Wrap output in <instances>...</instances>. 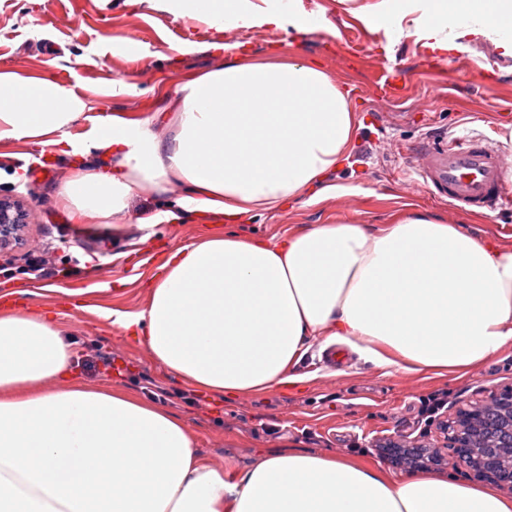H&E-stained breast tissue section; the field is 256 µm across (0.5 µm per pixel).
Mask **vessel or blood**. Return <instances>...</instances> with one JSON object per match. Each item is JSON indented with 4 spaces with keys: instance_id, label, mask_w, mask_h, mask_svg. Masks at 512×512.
<instances>
[{
    "instance_id": "1",
    "label": "vessel or blood",
    "mask_w": 512,
    "mask_h": 512,
    "mask_svg": "<svg viewBox=\"0 0 512 512\" xmlns=\"http://www.w3.org/2000/svg\"><path fill=\"white\" fill-rule=\"evenodd\" d=\"M408 163L435 195L456 208L489 211L512 205L502 155L489 142L441 140L409 156Z\"/></svg>"
}]
</instances>
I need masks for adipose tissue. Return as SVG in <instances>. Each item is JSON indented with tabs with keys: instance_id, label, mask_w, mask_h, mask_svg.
<instances>
[{
	"instance_id": "1",
	"label": "adipose tissue",
	"mask_w": 512,
	"mask_h": 512,
	"mask_svg": "<svg viewBox=\"0 0 512 512\" xmlns=\"http://www.w3.org/2000/svg\"><path fill=\"white\" fill-rule=\"evenodd\" d=\"M223 30L301 31L275 0H163ZM364 22H395L441 52L459 32L512 31V0H371ZM218 68L184 77L171 112L116 114L81 139L73 90L0 72V143L70 148L57 200L80 224H141L175 211L132 209L146 193H185L187 213L230 229L175 249L135 312L112 327L151 359L217 397L301 381L315 343L338 344L387 372L467 370L512 346V248L459 224L406 212L390 224H319L274 242L235 231L244 218L326 184L361 126L340 83L315 61L218 43ZM98 153L110 165L86 161ZM74 326L0 301V512H512V499L454 478L396 475L296 450L239 468L212 464L187 420L124 388L73 380Z\"/></svg>"
}]
</instances>
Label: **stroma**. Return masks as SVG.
Masks as SVG:
<instances>
[{
    "mask_svg": "<svg viewBox=\"0 0 512 512\" xmlns=\"http://www.w3.org/2000/svg\"><path fill=\"white\" fill-rule=\"evenodd\" d=\"M368 0H279L316 16L320 28L274 37L261 27L220 33L189 24L165 6L145 0H0V71L48 79L74 89L86 104V118L73 128L86 133L115 112H153L167 105L182 76L219 65L212 45L244 42L257 54L273 39L292 43L306 58L345 84L362 123L348 159L329 177L351 188V196L324 202H289L286 209L251 215L244 232L269 240L314 224H367L380 227L395 213L415 211L453 224L464 220L470 232L512 246V210L477 216L437 198L404 167L410 151L431 133L452 138L484 136L512 152V60L473 37L440 55L415 37L391 38L385 25H364L353 15ZM192 49H184V42ZM400 73L398 96L374 87L380 72ZM132 85L128 95L112 94L114 80ZM40 148L0 147V196L18 200L27 213L22 242L0 253V292L18 291L74 322V375L83 382L143 389L153 383L167 389V408L190 421L198 448L214 464L248 466L262 454L291 448L339 457L359 456L393 473L442 474L476 483L472 471L443 448L439 431L449 411L512 385V346L463 373L383 370L350 354L330 369L311 350L299 368L304 382L268 392L216 400L200 395L183 400L187 387L153 363L135 336L112 327L111 311H136L144 303L142 286L169 252L205 235L223 231V216L192 215L182 221L143 227L126 224L78 226L56 204L67 157L37 177ZM43 257L53 276L32 280L22 272L27 260ZM79 291L81 309L69 306L65 289ZM129 366L119 376L105 367ZM448 396L446 410L429 415L422 403L432 393ZM394 439L412 446H437V463L411 462L387 453Z\"/></svg>",
    "mask_w": 512,
    "mask_h": 512,
    "instance_id": "stroma-1",
    "label": "stroma"
}]
</instances>
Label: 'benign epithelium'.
<instances>
[{
	"label": "benign epithelium",
	"mask_w": 512,
	"mask_h": 512,
	"mask_svg": "<svg viewBox=\"0 0 512 512\" xmlns=\"http://www.w3.org/2000/svg\"><path fill=\"white\" fill-rule=\"evenodd\" d=\"M26 213L11 198H0V250L20 237ZM444 447L484 480L512 485V386L458 408L442 425Z\"/></svg>",
	"instance_id": "benign-epithelium-1"
}]
</instances>
